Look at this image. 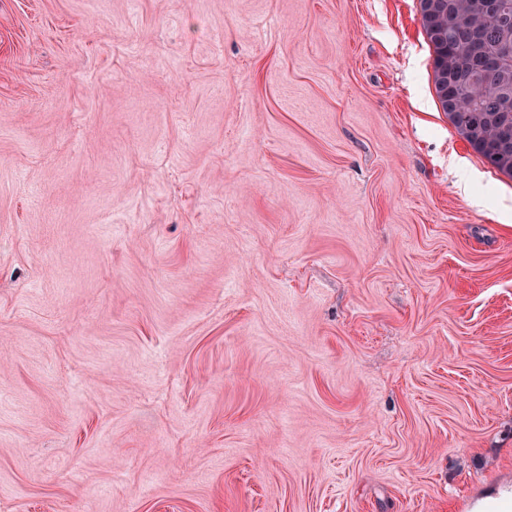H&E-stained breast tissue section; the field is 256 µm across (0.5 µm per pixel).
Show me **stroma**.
<instances>
[{
	"instance_id": "35a3bbf8",
	"label": "stroma",
	"mask_w": 512,
	"mask_h": 512,
	"mask_svg": "<svg viewBox=\"0 0 512 512\" xmlns=\"http://www.w3.org/2000/svg\"><path fill=\"white\" fill-rule=\"evenodd\" d=\"M0 512H512L419 0H0Z\"/></svg>"
}]
</instances>
